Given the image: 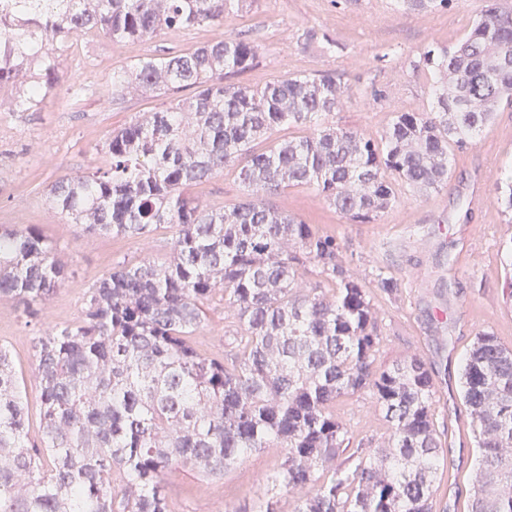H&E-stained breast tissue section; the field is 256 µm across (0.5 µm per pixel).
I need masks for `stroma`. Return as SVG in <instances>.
<instances>
[{
	"label": "stroma",
	"mask_w": 512,
	"mask_h": 512,
	"mask_svg": "<svg viewBox=\"0 0 512 512\" xmlns=\"http://www.w3.org/2000/svg\"><path fill=\"white\" fill-rule=\"evenodd\" d=\"M484 5L449 0L447 7L418 12L403 9L398 0H247L223 23L163 30L149 39L115 43L90 33L79 52L60 58L64 82L56 98L35 111L0 112V225L38 229L66 271L63 286L47 301L25 307L0 297V343L11 350L24 382L30 434L39 429L37 337L76 322L88 288L118 263H163L172 253L174 231L168 225L141 238L105 237L81 232L47 203L59 176L100 164L97 148L112 130L165 107L162 95L113 96L114 72L148 56H174L244 34L257 49L255 63L225 74V82L255 87L295 75L333 74L348 95L324 124L376 137L394 113L428 110L433 79L415 68L419 51L453 47ZM511 170L512 105L505 103L468 148L454 151L447 186L428 192L404 188L372 223L349 221L310 185L265 198L274 209L334 236L343 262L362 277L395 278L396 298L376 300L384 336L376 364L384 367L413 353L442 364L435 387L436 430L444 448L438 497L449 501L452 512H470L477 456L473 439L459 436L470 418L460 399L461 364L480 331H492L512 347V306L501 295L512 218L496 201V185ZM476 187L485 199L479 209L468 199ZM184 192L216 210L245 195L229 169ZM230 329L223 299L206 301L197 342L223 357ZM277 460L276 451L256 452L219 477L171 468L162 492L172 512H240L262 494Z\"/></svg>",
	"instance_id": "obj_1"
}]
</instances>
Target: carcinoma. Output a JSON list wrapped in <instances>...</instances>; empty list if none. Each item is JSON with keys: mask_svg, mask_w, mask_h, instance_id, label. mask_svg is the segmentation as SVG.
I'll return each instance as SVG.
<instances>
[{"mask_svg": "<svg viewBox=\"0 0 512 512\" xmlns=\"http://www.w3.org/2000/svg\"><path fill=\"white\" fill-rule=\"evenodd\" d=\"M234 0H0V91L35 109L61 87L58 59L73 35L123 42L163 29L224 21ZM254 45L237 34L112 73V94L159 93L102 147L106 168L66 174L50 207L84 233L142 237L176 227L166 265L122 263L87 291L83 317L37 338L38 440L10 349L0 344V512H169L162 474H209L279 448L266 491L294 512H434L443 449L434 423L436 369L414 353L376 367L383 340L374 291L394 278H361L320 235L263 197L316 187L356 223L448 183L450 152L512 103V11L485 7L452 48L426 47L414 67L435 76L427 112H396L373 139L320 124L346 87L336 76L224 84L251 68ZM193 85L189 100L177 97ZM309 136L254 151L277 128ZM233 167L243 200L211 210L183 187ZM497 202L512 214V177ZM65 279L56 250L33 227L0 226V297L46 301ZM224 295L235 347L224 359L194 336L202 305ZM477 463L471 512H512V348L482 331L461 366ZM367 394L388 435L354 437L336 404Z\"/></svg>", "mask_w": 512, "mask_h": 512, "instance_id": "obj_1", "label": "carcinoma"}]
</instances>
